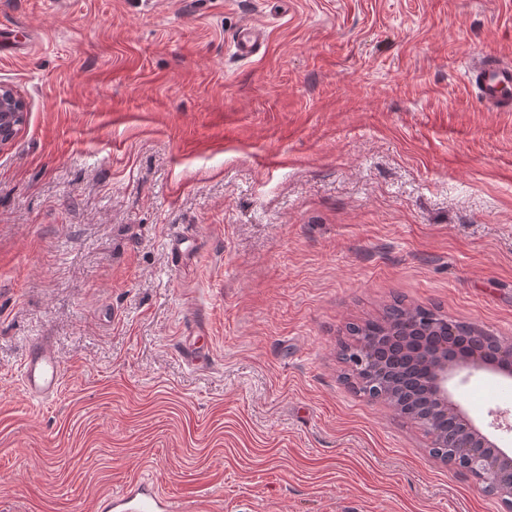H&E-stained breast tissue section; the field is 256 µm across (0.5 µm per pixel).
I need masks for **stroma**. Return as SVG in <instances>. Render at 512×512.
<instances>
[{
    "instance_id": "35a3bbf8",
    "label": "stroma",
    "mask_w": 512,
    "mask_h": 512,
    "mask_svg": "<svg viewBox=\"0 0 512 512\" xmlns=\"http://www.w3.org/2000/svg\"><path fill=\"white\" fill-rule=\"evenodd\" d=\"M475 53L512 61V0H0L28 106L0 151V512L140 476L220 512H506L340 358L397 298L512 338V112ZM41 338L46 401L19 382ZM492 381L456 394L483 427ZM265 41L266 34L261 28L246 26L240 30L234 42V53L241 59H250L259 53ZM466 77L480 98L498 112H512V63L499 59L472 60ZM179 353L192 365H199L209 360L208 349L201 343V336H184ZM20 380L22 390L31 398L47 400L58 393L63 383L62 368L46 344L29 346L21 364Z\"/></svg>"
}]
</instances>
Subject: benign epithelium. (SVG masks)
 Wrapping results in <instances>:
<instances>
[{"instance_id": "7a95c632", "label": "benign epithelium", "mask_w": 512, "mask_h": 512, "mask_svg": "<svg viewBox=\"0 0 512 512\" xmlns=\"http://www.w3.org/2000/svg\"><path fill=\"white\" fill-rule=\"evenodd\" d=\"M26 109V102L11 87L0 83V150L20 130ZM372 360L375 367L367 371L363 359L353 358L351 378L355 387L405 417L393 373L411 375L433 402L434 409L455 424V447L448 449L451 465L475 479L511 510L512 455L484 434L453 396L459 385L483 371L511 379L512 342H504L479 328L472 332L470 341L458 340L451 326L414 334L391 331ZM475 447L483 452L473 453Z\"/></svg>"}]
</instances>
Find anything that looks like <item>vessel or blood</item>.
Instances as JSON below:
<instances>
[{
	"label": "vessel or blood",
	"mask_w": 512,
	"mask_h": 512,
	"mask_svg": "<svg viewBox=\"0 0 512 512\" xmlns=\"http://www.w3.org/2000/svg\"><path fill=\"white\" fill-rule=\"evenodd\" d=\"M266 41L265 32L255 26L240 30L234 43L235 54L250 59L259 53ZM466 77L475 86L483 102L499 112H512V63L480 58L471 61ZM179 352L194 365L208 361L209 352L200 337H184ZM21 387L34 399L53 398L63 383L59 361L46 344L34 343L28 348L20 369ZM202 503L168 496L146 480L133 479L118 493L104 494L98 499V512H203Z\"/></svg>",
	"instance_id": "1"
}]
</instances>
